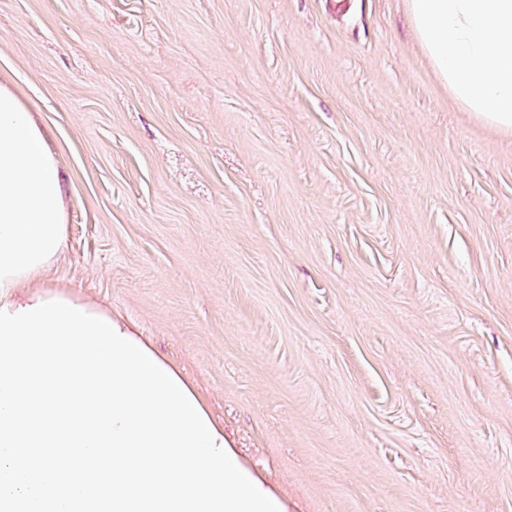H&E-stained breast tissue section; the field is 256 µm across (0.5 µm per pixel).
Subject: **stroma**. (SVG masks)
<instances>
[{"mask_svg": "<svg viewBox=\"0 0 512 512\" xmlns=\"http://www.w3.org/2000/svg\"><path fill=\"white\" fill-rule=\"evenodd\" d=\"M64 168L53 283L280 512H512V135L406 0H0Z\"/></svg>", "mask_w": 512, "mask_h": 512, "instance_id": "1", "label": "stroma"}]
</instances>
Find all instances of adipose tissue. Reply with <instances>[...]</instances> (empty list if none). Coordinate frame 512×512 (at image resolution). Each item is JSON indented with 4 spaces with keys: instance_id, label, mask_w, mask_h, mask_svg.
<instances>
[{
    "instance_id": "ef3b65f1",
    "label": "adipose tissue",
    "mask_w": 512,
    "mask_h": 512,
    "mask_svg": "<svg viewBox=\"0 0 512 512\" xmlns=\"http://www.w3.org/2000/svg\"><path fill=\"white\" fill-rule=\"evenodd\" d=\"M418 39L449 95L500 131H512V0H408ZM49 134L0 83V305L55 297L46 276L68 226L62 166Z\"/></svg>"
}]
</instances>
